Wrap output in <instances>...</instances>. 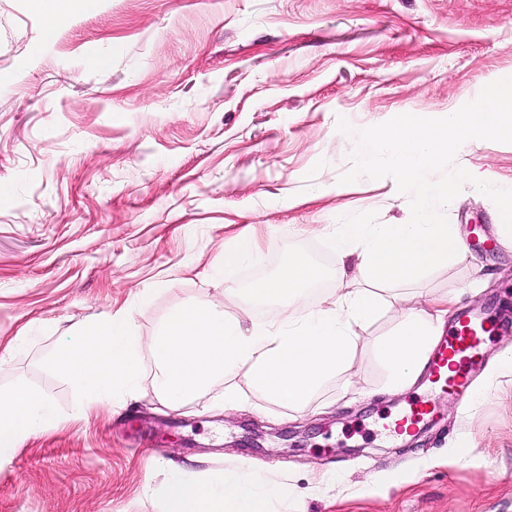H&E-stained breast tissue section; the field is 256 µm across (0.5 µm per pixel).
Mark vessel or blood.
Segmentation results:
<instances>
[{
  "label": "vessel or blood",
  "mask_w": 512,
  "mask_h": 512,
  "mask_svg": "<svg viewBox=\"0 0 512 512\" xmlns=\"http://www.w3.org/2000/svg\"><path fill=\"white\" fill-rule=\"evenodd\" d=\"M494 331L487 318L474 316L467 311L460 312L447 338L435 345L430 353V382L447 386L450 394L464 397Z\"/></svg>",
  "instance_id": "b4317fda"
}]
</instances>
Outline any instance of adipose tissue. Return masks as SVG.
<instances>
[{"mask_svg":"<svg viewBox=\"0 0 512 512\" xmlns=\"http://www.w3.org/2000/svg\"><path fill=\"white\" fill-rule=\"evenodd\" d=\"M330 245L339 266L353 268L356 285L340 283L333 299L301 318L246 327L211 306L191 303L171 311L157 336L144 344L129 313L108 314L76 328L71 341L52 352L47 363L78 387L83 415L137 400L147 356L155 363L153 391L169 408H181L219 383L224 386L219 404L243 407L247 399L234 381L241 372L266 401L301 408L348 370L359 329L393 302L383 288L412 284L465 251L460 233L437 223L426 209L403 224L337 225ZM319 276L314 264L288 250L277 277L249 289L247 300L274 298L292 304ZM454 303L450 296L425 309H408L390 332L374 339L372 348L388 373L387 391L405 389L421 376ZM55 420L53 406L33 391L17 387L0 392V462ZM163 494L166 512H272L273 503L287 501L289 490L257 471L234 467L202 479L170 474Z\"/></svg>","mask_w":512,"mask_h":512,"instance_id":"1","label":"adipose tissue"}]
</instances>
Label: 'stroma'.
I'll use <instances>...</instances> for the list:
<instances>
[{
  "label": "stroma",
  "mask_w": 512,
  "mask_h": 512,
  "mask_svg": "<svg viewBox=\"0 0 512 512\" xmlns=\"http://www.w3.org/2000/svg\"><path fill=\"white\" fill-rule=\"evenodd\" d=\"M508 75L512 0H88L51 35L36 0H0V392L27 386L60 418L0 465V512H165L167 469L241 464L288 485L290 512H512V244L468 185L446 209L466 253L361 330L347 372L302 411L241 373V410L208 394L172 411L146 381L85 417L46 363L72 326L111 311L147 342L186 303L257 324L319 306L341 280L332 226L411 213L392 178L340 183L355 131L460 108ZM455 163L512 181V144L473 139ZM243 235L257 257L224 273ZM286 247L321 279L292 307L247 303ZM454 291L496 326L474 395L424 377L384 393L375 337ZM419 397L428 429L386 439L384 420Z\"/></svg>",
  "instance_id": "1"
}]
</instances>
